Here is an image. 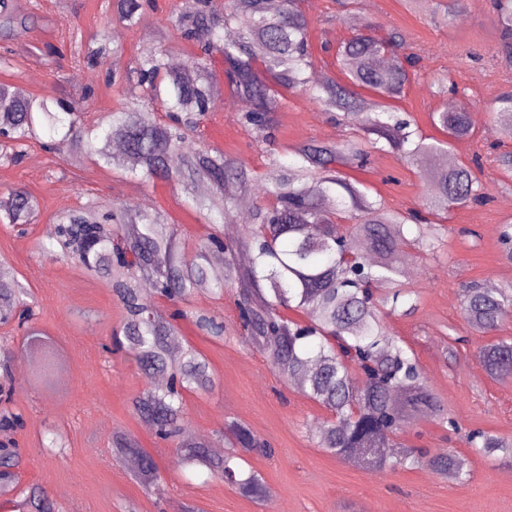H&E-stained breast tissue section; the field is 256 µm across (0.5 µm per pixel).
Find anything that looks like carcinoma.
I'll list each match as a JSON object with an SVG mask.
<instances>
[{
    "label": "carcinoma",
    "mask_w": 512,
    "mask_h": 512,
    "mask_svg": "<svg viewBox=\"0 0 512 512\" xmlns=\"http://www.w3.org/2000/svg\"><path fill=\"white\" fill-rule=\"evenodd\" d=\"M302 0H179L169 16L176 38L193 48L184 64L171 67L167 50L140 53L133 67L113 70L109 59L123 52L110 34L112 22L139 27L154 5L147 0H112L103 33L80 45L74 64L103 76L116 91L117 109L90 120L69 97L45 99L22 95L0 83V163L17 164L27 143L49 132L44 148L71 163L97 158L112 170L146 181L162 180L179 187L196 210L221 223L212 224L205 242L188 249L178 240L176 225L153 207L130 208L121 199L102 208L91 199L56 215V241L67 257L92 275L110 280L124 309L122 335L113 343L135 360L145 374L162 376L166 384L148 389L132 401L135 414L156 436L173 443L179 467L204 468L235 485L245 496L264 492L262 476L244 471L239 462L253 452L272 454L242 421L224 424L231 445L222 456L211 445L185 429L183 394L206 392L215 383L206 359L192 346L179 357L171 347L180 341L179 319L191 318L212 336L223 333L213 316L179 308L170 319L157 316L140 288L145 281L154 293L176 305L188 303L195 290L209 288L216 295L237 288V309L244 341L262 353L276 375L296 382L301 392L328 412L316 429L317 445L346 465L387 470L426 466L463 482L469 476L468 459L456 452L425 455L397 443L405 428L433 419L452 430L441 399L426 384L415 355L384 321L383 314L409 316L417 307L399 264L412 246L424 254L434 251L442 223H414L411 213L372 200L343 175L368 156L361 142L377 152L389 148L403 153L429 183L423 206L434 217L456 207L482 204L487 193L472 168L461 162L428 169L431 154L448 156V148L471 138L469 103L450 112L432 113L444 138L426 141L419 129L390 111L388 100L399 97L415 76L417 56L405 53L398 32L377 35L373 27L356 29L337 49L336 60L345 81L327 75L312 83L316 62L309 51L311 20ZM500 27V54L512 62V0H493ZM461 10V0H436L433 21L448 25ZM31 15L21 13L12 0H0V41H11L30 29ZM233 28L236 37L224 39ZM222 70L212 68L214 55ZM245 103L237 120L266 143L273 138L274 113L285 94L308 92L312 102L342 113V121L359 133L360 141L308 143L295 149L288 163L273 152L258 173L221 152L194 145L201 121L215 111L216 89ZM372 93L362 97L356 89ZM154 106L164 117L149 119L143 109ZM499 133L512 140V87L492 101ZM235 184L244 190L261 188L250 222L236 230V203L226 192ZM32 195L21 188L0 193V222L28 224L36 215ZM224 254V272L214 273L210 256ZM246 252L247 265L237 253ZM0 325L16 323L27 332V345L44 353L46 366L54 364L43 337L28 327L33 310L23 286H14L11 267L0 263ZM297 311L307 321L288 318ZM462 314L467 325L491 333L512 317V289L486 288L479 283L463 290ZM483 371L493 379L512 377V339L485 343L476 353ZM13 387L0 383V433L23 427V416L13 412ZM468 447L482 455L512 459V438L484 430L468 432ZM112 455L132 457L137 476L147 488H156L161 476L153 457L132 439L116 436ZM18 454L12 441L0 442V482L16 479ZM18 512H53L47 494L38 485L21 492Z\"/></svg>",
    "instance_id": "obj_1"
}]
</instances>
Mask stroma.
<instances>
[{"label":"stroma","instance_id":"35a3bbf8","mask_svg":"<svg viewBox=\"0 0 512 512\" xmlns=\"http://www.w3.org/2000/svg\"><path fill=\"white\" fill-rule=\"evenodd\" d=\"M16 2L33 11L36 20L21 39L0 41V57L6 59L0 65V83L49 99L89 84L96 89L85 107L89 118L115 108V95L94 72L76 80L69 60L54 65L41 54L46 44H60L68 25H75L83 38L98 35L107 0ZM156 2L158 9L147 25L129 29L113 24L114 39L124 47L117 57L119 70L152 46L170 47L171 58L179 61L188 53L167 22L175 0ZM359 3L352 11L341 0H305L316 78L337 74L334 49L369 23L381 34L400 30L419 57L416 78L394 105L424 136L439 137L431 114L449 100L437 93L438 79L454 82L472 103L474 134L455 145L451 159H479L478 176L488 200L450 210L443 241L433 254H403V265L411 270L408 281L418 295L417 310L389 320L416 355L429 388L461 426L456 433L422 423L405 429L399 440L431 454L452 450L466 456L467 481L439 477L424 466L358 469L319 448L314 432L326 411L296 385L280 381L260 353L242 343L232 288L220 296L200 290L189 302L191 310L223 323V337L205 335L188 320L179 324L183 343L205 356L216 378L211 391L185 394L186 427L222 448L225 420L247 423L273 450L269 456H247L250 467L262 475L265 491L252 499L207 470H181L175 449L158 440L132 411V399L151 388L152 378L125 353L106 349L122 318L118 297L105 281L86 275L73 260L55 252V238L46 228L62 208L90 198L108 204L116 196L133 206L162 210L188 246L205 241L210 228L176 186L150 184L90 159L72 165L33 143L19 165L0 167V190L25 189L36 198L39 215L22 233L0 223V260L13 267L27 288L36 306L35 326L50 338L59 360L52 369L53 389H44L33 377L43 363L41 353L24 346L22 330L0 329L18 353L13 368L15 407L24 418L15 434L20 482L0 484V512H17L20 489L29 484L45 490L55 512H180L187 505L195 512H512V462L482 456L462 437L472 429L512 437V378L498 381L484 373L475 351L488 338L470 330L461 310V294L470 283L512 289V264L503 259L499 243L501 225L512 223V207L506 205L512 185H500L494 162L498 153L512 150V141H501L490 112L494 96L512 86V65L498 54L500 31L490 0H463L459 19L448 27L432 24L426 6L409 9L402 0ZM237 114L232 98L222 95L202 130L201 145L263 169L266 150L239 124ZM278 121L271 150L284 162L295 147L314 140L338 141L349 134L332 113L301 92L286 95ZM345 172L367 186L371 197L395 210L420 209L429 190L416 167L397 151L374 153L366 167L349 166ZM452 336L461 339L454 361L446 356ZM117 434L134 438L154 456L162 475L159 492L147 491L136 481L128 460L113 458L112 438Z\"/></svg>","mask_w":512,"mask_h":512}]
</instances>
